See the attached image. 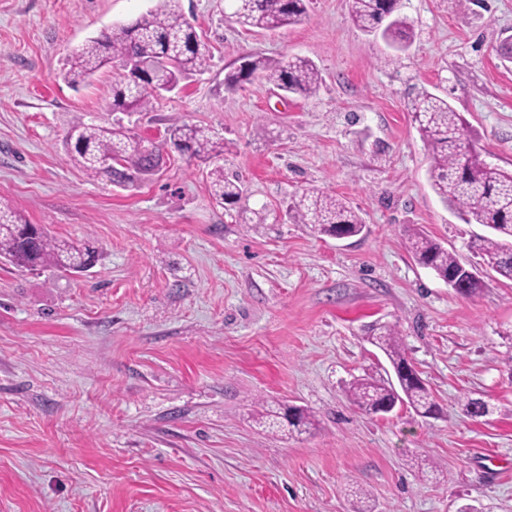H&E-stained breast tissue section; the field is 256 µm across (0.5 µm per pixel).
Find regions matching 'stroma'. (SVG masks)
I'll return each instance as SVG.
<instances>
[{
  "instance_id": "1",
  "label": "stroma",
  "mask_w": 512,
  "mask_h": 512,
  "mask_svg": "<svg viewBox=\"0 0 512 512\" xmlns=\"http://www.w3.org/2000/svg\"><path fill=\"white\" fill-rule=\"evenodd\" d=\"M155 6L0 0V197L100 253L78 275L0 262V512H512V280L483 270L463 296L403 244L410 225L466 264L486 232L432 190L408 103L447 99L481 159L512 171V0H400L412 42L398 58L349 0H311L274 31L236 24L230 0H180L209 59L150 111H112L119 64L77 90L62 80L86 40ZM251 56L309 59L323 84L310 98L260 79L228 90ZM78 116L122 122L165 166L133 189L88 178L63 144ZM183 123L224 140L242 211L218 206L204 165L171 149ZM312 187L365 231L293 223L288 205ZM259 209L255 231L242 213ZM374 323L396 327L437 416L351 404L349 383L389 366L366 339ZM467 395L492 412L464 414ZM283 404L317 429L258 427L257 411Z\"/></svg>"
}]
</instances>
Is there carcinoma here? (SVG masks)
Segmentation results:
<instances>
[{"instance_id":"carcinoma-1","label":"carcinoma","mask_w":512,"mask_h":512,"mask_svg":"<svg viewBox=\"0 0 512 512\" xmlns=\"http://www.w3.org/2000/svg\"><path fill=\"white\" fill-rule=\"evenodd\" d=\"M231 17L246 29L274 31L297 24L307 16L306 0H232ZM400 0H351L355 23L377 34L392 48L403 51L411 40L407 22L398 15ZM143 63L134 78L122 77L112 84V111L147 112L152 101L170 91L183 76L207 65V50L194 27L186 20L180 0H159L147 17L121 28L116 35L89 40L71 56L62 76L76 87L102 67ZM258 78L279 89L303 96L317 94L322 77L309 60L291 57L275 64L254 57L225 77L227 86ZM412 122L431 150V186L449 210L466 224H480L489 234L478 236L471 248L483 264L512 279V172L485 163L479 157L463 118L448 101L427 91L410 102ZM169 142L207 169L211 197L221 205H234L246 190L237 177L224 173V141L200 125H174L167 130ZM69 158L92 179H106L126 189L142 176L155 173L156 146L129 133L122 125L104 127L75 118L65 138ZM298 224L320 235L348 238L363 232L359 214L334 194L306 190L287 208ZM406 248L420 265L432 269L448 286L469 294L481 287L460 286L462 265L456 255L417 228L406 230ZM99 252L87 243L60 240L44 227L30 224L6 203L0 202V258L17 268L52 269L78 273L98 260ZM367 339L384 352L395 378H357L348 392L359 410L374 414L378 407L405 403L425 417L438 411L432 393L408 360L398 332L388 324H373ZM462 410L472 418L489 413L481 398L465 397ZM258 425L282 429L288 434L309 432L315 416L298 406L260 414Z\"/></svg>"}]
</instances>
